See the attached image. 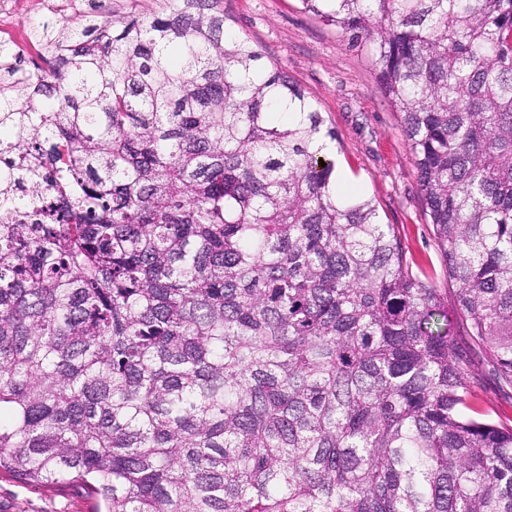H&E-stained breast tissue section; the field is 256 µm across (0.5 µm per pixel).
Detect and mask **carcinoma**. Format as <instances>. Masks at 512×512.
Here are the masks:
<instances>
[{
    "mask_svg": "<svg viewBox=\"0 0 512 512\" xmlns=\"http://www.w3.org/2000/svg\"><path fill=\"white\" fill-rule=\"evenodd\" d=\"M402 116L453 305L305 92L160 0L0 44V468L91 512H512V0H301ZM10 138H3V134ZM326 166H321V163ZM470 373L478 395L477 405L488 411L489 418L494 422L512 425V398L499 389L491 366L477 358Z\"/></svg>",
    "mask_w": 512,
    "mask_h": 512,
    "instance_id": "1",
    "label": "carcinoma"
}]
</instances>
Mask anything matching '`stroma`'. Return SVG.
<instances>
[{
  "label": "stroma",
  "mask_w": 512,
  "mask_h": 512,
  "mask_svg": "<svg viewBox=\"0 0 512 512\" xmlns=\"http://www.w3.org/2000/svg\"><path fill=\"white\" fill-rule=\"evenodd\" d=\"M222 7L227 26L255 44L268 66L286 72L334 128L344 186L375 201L413 272L448 288L401 115L378 87L371 47L352 46L300 0H223ZM470 373L478 406L494 422L512 425V398L491 366L478 359ZM90 505L80 486L26 484L0 471V512H89Z\"/></svg>",
  "instance_id": "stroma-1"
}]
</instances>
